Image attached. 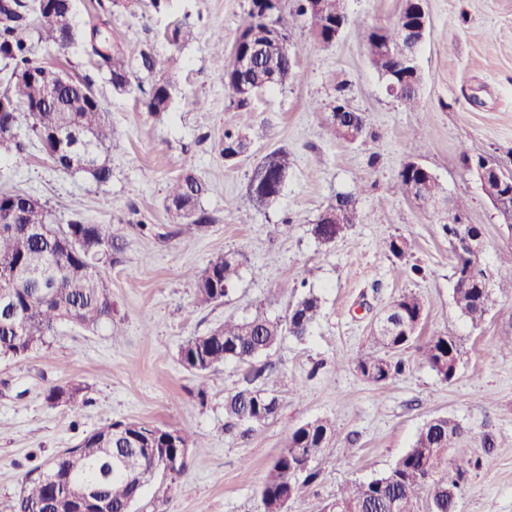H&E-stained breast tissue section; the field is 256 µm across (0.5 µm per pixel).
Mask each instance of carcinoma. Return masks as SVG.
Masks as SVG:
<instances>
[{
    "mask_svg": "<svg viewBox=\"0 0 512 512\" xmlns=\"http://www.w3.org/2000/svg\"><path fill=\"white\" fill-rule=\"evenodd\" d=\"M322 20L334 23L344 12L343 0H321ZM307 15L306 0H297L296 10L288 13L281 0H250L249 23H270L289 37L293 19ZM29 5L25 0H0V57L9 60L13 68L23 73L46 66L32 58L31 45L26 39L33 29L38 40L60 44L66 48L82 40L86 51L97 57L98 71L105 74L116 91H124L140 74L149 76L164 69L166 62L148 51L139 57L129 56L122 49L112 28L94 25L91 35L79 33L75 27L60 22L58 14L47 9L35 11L28 19ZM214 62L224 72V86L231 88L245 78L264 90L268 76L276 74V84L288 83L292 64L280 56L263 53L254 67L241 76L224 61L223 36L216 37ZM168 80L154 81L145 92L143 105L148 112L159 115L169 111L172 99ZM15 106L28 110L27 131L17 124L10 130H0V156L13 155L19 159L27 151L30 137H35L56 167L68 172L79 170L103 185L112 180V168L105 162H95L91 156L101 157L111 147L112 126L108 110L94 91V79L89 75L67 78L66 86L48 94L47 84L37 79L17 80L3 93ZM358 119L356 112L339 114L330 109L321 111V125L335 140L346 139V119ZM252 138L236 128L224 130L220 154L228 160L250 147ZM269 162H260L250 182H255L260 169L270 165L276 174L288 172L291 153L278 148L267 155ZM206 192L205 185L190 172L180 175L166 196V209L175 223L191 230L210 223V217L198 204ZM360 191L339 194L326 210L334 217L339 232H344L356 220ZM16 203L11 193H0V217L11 223H0V296L11 299L14 316L0 313V357L21 358L47 344L56 324L70 315L75 325L94 330L100 325L114 324L112 292L103 279L98 264L114 262L121 245L112 234L110 224H84L74 220L66 225L53 221L46 206H30L16 214ZM386 251L397 262L392 265L396 276L422 275L416 264L403 263L407 248L404 240L392 237L382 242ZM240 261L230 259L228 253L212 256L199 272H191L196 280V301L209 305L224 300L230 287L240 278ZM477 270L471 269L468 280L472 285L459 287L462 278L454 276L453 300L463 317L474 327L479 326L492 302V294L479 288ZM399 315H412L422 308V301L414 293L398 297ZM320 313L319 298L310 293L297 300L284 319H272L265 312L242 319L229 318L205 335L190 338L180 349V363L184 369L200 377L227 362L248 363L253 358L272 350L288 334L304 338ZM416 340V336H386L371 330V342L377 351L354 360L363 378L375 385L384 384L402 374L405 363L399 358ZM458 354L455 340L450 336H433L418 347L422 358L440 380L450 381L455 376L448 365V351ZM253 378H246V386L228 395L224 400L225 414L254 428L274 416L277 397L252 386ZM83 387L72 383L47 389L45 400L51 407L66 406L79 409V395ZM149 424L137 420L112 422L86 434L74 447L53 457L44 470L28 478V490L16 504L0 500V512H66L67 496L61 489L70 485L82 486L108 501L110 512H130L141 497L149 479L144 474L151 468L152 459L146 453L147 445L137 443L127 435H142ZM465 429L454 418L442 416L426 423L418 432L411 448L398 460L389 476L368 482L347 483L336 498L326 505L328 512H419V502H427L430 512H455L456 498L448 497V449L454 447ZM152 434L159 448L180 462H185L189 448L195 442L186 433L171 441L165 429L155 426ZM334 449V429L326 420H315L295 429L272 463L265 481L259 488L260 512H272L276 502L288 492L295 480L291 464L299 454L318 458Z\"/></svg>",
    "mask_w": 512,
    "mask_h": 512,
    "instance_id": "obj_1",
    "label": "carcinoma"
}]
</instances>
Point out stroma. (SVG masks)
<instances>
[{"mask_svg":"<svg viewBox=\"0 0 512 512\" xmlns=\"http://www.w3.org/2000/svg\"><path fill=\"white\" fill-rule=\"evenodd\" d=\"M349 24L332 44L317 41L307 18L289 34L292 78L244 108L231 102L224 74L212 63L216 34L225 50L248 23L249 0H73L78 31L108 21L126 54L147 50L165 59L161 78L174 87L169 112L142 105L150 77L115 92L97 74L82 44L61 52L38 41V62L71 76L94 75V91L110 112L112 168L108 185L58 171L39 146L24 160L0 158V191L21 190L46 203L58 223L108 224L124 249L102 273L112 291L120 335L60 324L48 343L23 359L0 358V495L16 498L25 476L73 447L88 432L139 420L189 434L197 442L182 472L155 477L133 512H259L256 492L289 435L317 419L335 427L337 452L315 461L318 473L287 512H321L348 481L367 482L395 466L431 418L448 415L465 433L448 453L458 476L456 512H512V358L497 344L512 336V297L497 296L481 328L454 305L456 257L441 215L420 210L398 187L403 165L426 167L449 197L466 201L469 223L483 228L480 261L495 280L512 278L502 263L512 251V221L483 193L465 157L483 155L512 170V0H425L428 33L418 65V105L407 109L386 91L369 60L372 29L394 26L404 0H346ZM178 22L194 39L174 45L166 29ZM345 98L363 112L370 136L354 144L330 139L315 105ZM260 133L248 158L231 165L220 154L225 128ZM287 148L294 165L278 199L254 205L247 184L255 165ZM192 172L207 187L200 206L210 224L183 234L165 208L167 185ZM360 190L357 218L324 245L313 224L336 194ZM248 223H240L242 214ZM399 236L419 277L393 276L381 242ZM241 252L240 279L224 302L200 306L190 270L216 253ZM295 284L281 293V282ZM313 291L321 313L304 339L284 336L249 364L224 363L207 378L184 370L179 350L225 318L263 308L281 319L297 297ZM405 292L424 305L421 339L455 337V377L441 381L416 349L406 350L402 375L374 385L353 361L369 353L374 319ZM276 371L254 382L279 401L254 429L228 419L224 398L266 364ZM70 382L84 388L79 412L49 407L45 391ZM493 451H485L486 439Z\"/></svg>","mask_w":512,"mask_h":512,"instance_id":"1","label":"stroma"}]
</instances>
